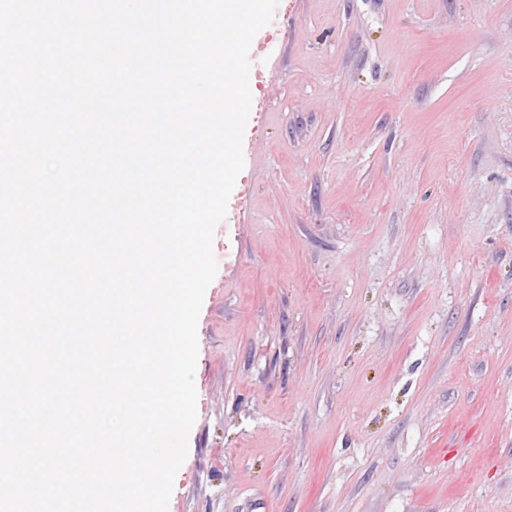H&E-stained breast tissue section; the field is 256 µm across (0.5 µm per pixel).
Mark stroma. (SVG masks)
I'll return each instance as SVG.
<instances>
[{
	"instance_id": "1",
	"label": "stroma",
	"mask_w": 512,
	"mask_h": 512,
	"mask_svg": "<svg viewBox=\"0 0 512 512\" xmlns=\"http://www.w3.org/2000/svg\"><path fill=\"white\" fill-rule=\"evenodd\" d=\"M168 512H512V0H278Z\"/></svg>"
}]
</instances>
